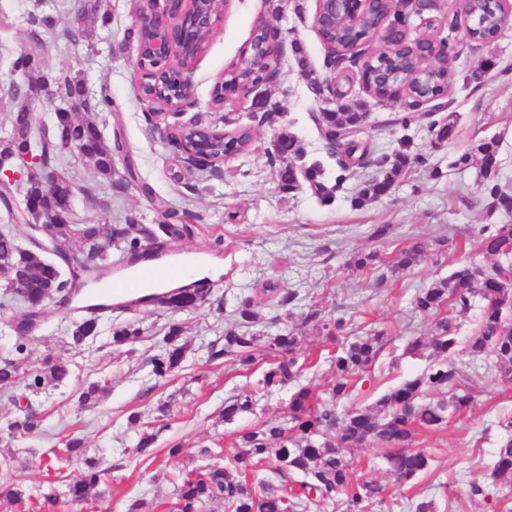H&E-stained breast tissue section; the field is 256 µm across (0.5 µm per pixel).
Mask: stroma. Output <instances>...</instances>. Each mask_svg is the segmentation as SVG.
<instances>
[{
	"instance_id": "35a3bbf8",
	"label": "stroma",
	"mask_w": 512,
	"mask_h": 512,
	"mask_svg": "<svg viewBox=\"0 0 512 512\" xmlns=\"http://www.w3.org/2000/svg\"><path fill=\"white\" fill-rule=\"evenodd\" d=\"M78 6V0H0V129L8 126L9 88L19 79L12 65L37 32V19L50 17L61 31L71 27ZM139 7L138 0H100L98 13L86 15L82 23L89 38L75 46L60 44L40 61L45 73L77 75L91 102L104 94L111 97V109L99 112L103 139L109 145L115 135H122L128 151L127 156H114V171L124 175L130 161L139 176L138 184L121 189L101 179L87 162L71 158L68 172L76 186L72 206L85 222L154 227L163 221L156 203L164 201L176 211L177 223L187 227L183 238L167 242L165 256L193 253L220 274L211 280V292L197 309L142 306L113 311V326L140 327L142 335L132 344L114 345L105 331L75 347L65 312L53 304L27 335L0 336V353L18 348L25 359L16 384L0 389L1 427L20 414L27 373L46 355L66 362L72 371L67 384L43 389L38 398L42 423L33 435L0 439V457L11 452L19 463L9 471L0 468V483L14 482L27 489L79 477L84 471L79 462L59 463L54 471L48 468L55 448L70 436L83 437L87 456L100 459L109 469L105 483L86 501L59 503L56 512H129L140 498L148 503L145 512H170L182 476L208 464L203 448L223 447L218 462L228 465L241 430L266 421H287L294 387L325 395L334 379L331 357L336 345L307 323L313 312L322 320L346 317L351 336L386 331L374 370L360 380L355 397L336 405L340 411L372 407L430 363L427 351L414 355L406 350L410 337L430 336L433 327L432 319L412 314L418 289L448 278L460 258L482 268L512 267L511 261L482 253L474 237L482 225L512 224V215L491 210L480 164L457 163L479 142L498 139L495 179L512 186V18L488 43L469 40L466 21L455 18L451 0H440L433 24L410 18L409 38L431 36L449 43L454 81L444 109L417 118L406 128L397 120L411 112L408 98L381 100L365 90L361 66L374 60L383 44L377 39L362 44L351 68L349 96L365 106L368 117L360 138L370 150L364 164L344 173L335 149L320 137L312 120L313 112L326 107L327 97L315 94L301 78L294 53L295 46H302L320 79L334 78L314 26L315 0H226L207 51L190 66L195 103L166 123L202 121L224 132L247 127L254 142L249 151L226 157L218 168L188 169L155 131L154 106L139 93L137 41L132 37L139 29ZM262 24L282 32L278 75L262 88L276 104V112L254 111L251 98L240 95L214 106V83L248 57L252 37ZM447 122L455 126L453 137L438 139L435 125ZM282 132L304 146L303 164L321 162L326 180H340L330 202H320L304 188L282 190L279 167L269 160ZM406 140L412 153L424 157V164L412 167L390 194L358 203L362 184L381 175L384 157ZM416 245L422 248L416 264L396 268L398 254ZM368 252L378 254V263L370 269L354 266V256ZM265 283L274 284L284 302L261 295ZM245 298L259 314L253 326L256 333L293 330L301 336L298 356L304 367L295 386L258 390L268 368L262 358L249 367L209 361V344L223 342L224 326ZM483 306L477 297L470 309L456 315L459 330L453 358L460 363L472 365L466 345ZM172 321L183 324L190 347L174 373L158 378L147 360L162 347ZM472 367L469 385L475 403L443 429L419 434L414 447L431 454L433 462L415 484L398 483L374 444L347 452L360 475L387 490L385 503L370 505L367 512H416L422 502L432 503L433 512H512V477L492 474L494 452L512 434L507 426L512 419V382L483 365ZM93 382L106 385L107 393L98 401L81 403V392ZM247 391L255 394L252 411L222 421L219 413L225 400ZM162 403L169 406L166 428L154 448L137 452L130 415L140 414L142 423L153 424ZM175 445L181 451L169 457L168 450ZM474 483L482 486L483 495H471Z\"/></svg>"
}]
</instances>
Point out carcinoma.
Wrapping results in <instances>:
<instances>
[{
	"instance_id": "obj_1",
	"label": "carcinoma",
	"mask_w": 512,
	"mask_h": 512,
	"mask_svg": "<svg viewBox=\"0 0 512 512\" xmlns=\"http://www.w3.org/2000/svg\"><path fill=\"white\" fill-rule=\"evenodd\" d=\"M471 11L476 19L471 36L478 41L490 42L499 32V6L493 0H475ZM388 17L386 0H375L374 8L364 14L357 27H327L320 30L322 38L336 44L341 52L352 55L361 37ZM42 25L47 36L32 34L29 51L42 57L56 46L52 22L46 18ZM385 38L390 45L387 54L376 58L369 67L371 77L367 78L370 93L378 99H392L402 92L406 97L432 98L448 92L453 79L448 67L440 65L426 70L420 64L424 48L418 43L405 42L400 32L388 26ZM252 58L250 67L243 71H233L224 79V88L234 90L246 88L262 76L276 71L274 59L261 48V36H254L251 42ZM297 62L309 79L316 94L322 93L319 78L313 76L307 57L300 47H295ZM67 97L76 101L75 109L82 108L77 103L81 96L82 83L75 76L58 77ZM144 95L165 99L178 96L179 88L174 86L173 75L166 71L157 78L148 80L141 87ZM14 112L9 116V130L0 136V143L20 150L27 141L34 140L33 125L28 114V99L21 89L12 94ZM362 104L352 102L348 96L336 97L335 108L322 112L325 128L338 130L358 123L362 118ZM184 137L189 142L203 140L209 147V155L226 156L238 150H248L253 144V134L243 128L235 135L223 137L216 128L198 125ZM40 151L36 155L40 162L33 165L23 184V190L41 198L48 209H57L75 195V187L66 171L60 166L68 155L90 163L97 174L109 181L112 179V150L124 148L120 136H115L114 148L104 144L97 115L86 112L74 115L67 130V143L63 144L47 132H41ZM479 153L485 177V192L493 200L495 207L505 214H512V192L490 179L495 171L498 155V141L494 138L481 142ZM362 155L367 148L354 138L336 143V154L340 156L341 168L349 170L354 163L350 156ZM303 155L300 141L286 133L277 136L270 160L279 163V177L282 188L290 191L305 183L306 187L320 201L333 199L339 184H330L324 177L320 163L314 162L300 169L293 160ZM421 162V157L402 148L393 156L384 159L387 171L363 184L359 192L362 201L375 200L384 196L394 186L395 178ZM53 168L59 179L51 186L42 180L41 168ZM0 205L8 216L21 215L13 186L9 183L0 187ZM47 233L58 246L69 249L78 244L75 269L87 267L91 261L96 267H111L112 248L124 242L129 254L138 252L139 238L151 239L155 231L141 224H102L74 222L73 215L59 223L44 225ZM474 236L479 248L490 256L512 253V224H499L495 229L483 225ZM0 284L5 288V301L13 306L39 308L45 298L58 299L57 306L77 311L75 298L65 296V283L60 266L36 247H21L16 237L0 231ZM512 288V278L506 271L494 265L478 269L466 262L458 263L447 279L427 288H421L413 300V312L435 318L434 330L427 337L426 348L430 350L432 364L418 377L406 380L392 388L376 402L378 410L352 409L338 416L335 402L351 397L363 374L377 362L386 335L385 330H374L359 336L351 343L341 345L336 351L333 363L336 378L328 388V398H317L307 387H301L291 396V414L285 423H262L238 433V451L234 454L231 466L211 467L203 472L189 473L176 493L175 512H209L208 505L215 500L224 501L227 512H305L315 507L325 509L343 501L347 512H364L365 502L376 500L380 503L384 489L365 481L357 474L351 462L344 459L343 451L364 442L373 441L382 450V457L401 483L418 480L430 469L432 458L423 450H413L415 437L420 431L438 430L448 423L451 413H458L474 404V396L469 391V368L459 365L449 356L455 350L457 326L454 318L442 314L443 308L465 311L475 296L487 301L478 329L470 337L467 350L474 358L494 360L501 376L512 379V319L503 311V294ZM209 289L174 288L162 294H150L141 299L144 304L180 310L202 305ZM87 313L70 320L68 332L72 344L83 345L89 338L99 336V321L103 312L99 306L86 307ZM235 318L224 327V345L212 344L208 350L210 360L228 361L249 367L256 361L255 351L259 343H264V351L273 357L275 363L258 381L261 390L283 388L295 381L301 374L295 350L300 337L290 331L285 335L266 338L251 331L254 313L251 300L240 302L234 312ZM347 320L340 316L327 320L321 326L325 339L339 341L346 330ZM140 337L139 329L120 326L112 330V342L117 345L132 343ZM164 347L149 359L153 375L164 377L179 366L188 348L181 326L172 324L163 338ZM23 359L16 356L0 358V385H12L17 380V372ZM68 365L52 355L43 358L41 366L28 375L26 389L29 395L36 396L47 385L58 386L70 378ZM444 394L438 400H424L429 392ZM254 394H238L224 406V420L230 421L242 412L252 410ZM23 418L7 424L9 434L14 438L30 435L39 429L40 418L33 408V402L26 405ZM274 465L280 474L292 476L289 483L279 489H269L258 484L254 489L248 485L246 476L258 467ZM89 470L82 478L68 484L67 496L70 501L80 503L86 500L89 490L105 478L106 470L97 469L96 464H88ZM493 474L512 476V437L504 438L494 455ZM23 493L9 485L0 484V507L4 512H16L13 506L22 502Z\"/></svg>"
}]
</instances>
